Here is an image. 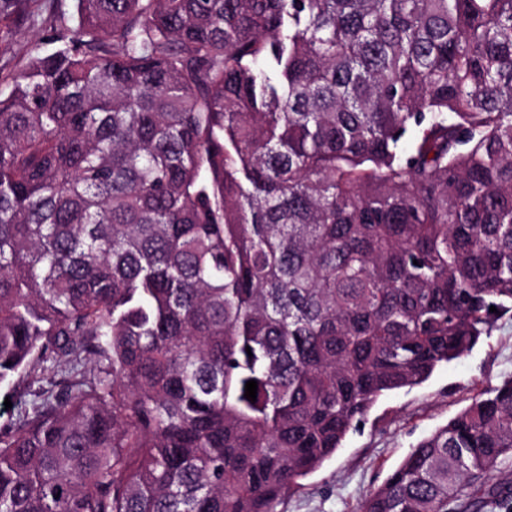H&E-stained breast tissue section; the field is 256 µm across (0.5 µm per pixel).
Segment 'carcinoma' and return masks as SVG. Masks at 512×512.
Segmentation results:
<instances>
[{"mask_svg": "<svg viewBox=\"0 0 512 512\" xmlns=\"http://www.w3.org/2000/svg\"><path fill=\"white\" fill-rule=\"evenodd\" d=\"M76 2L0 92V388L59 386L0 512H275L512 311V0ZM505 459L512 375L360 512H512Z\"/></svg>", "mask_w": 512, "mask_h": 512, "instance_id": "1", "label": "carcinoma"}]
</instances>
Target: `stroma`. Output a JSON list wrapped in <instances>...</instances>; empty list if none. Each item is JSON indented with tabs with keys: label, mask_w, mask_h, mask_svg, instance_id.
<instances>
[{
	"label": "stroma",
	"mask_w": 512,
	"mask_h": 512,
	"mask_svg": "<svg viewBox=\"0 0 512 512\" xmlns=\"http://www.w3.org/2000/svg\"><path fill=\"white\" fill-rule=\"evenodd\" d=\"M30 15L15 24L0 47V73L24 62L33 47L52 51L54 17L75 16V0H31ZM512 374V313L461 359L442 367L428 382L383 397L362 426L350 432L335 456L287 493L276 512H358L364 497L380 485L413 445L467 406L478 392Z\"/></svg>",
	"instance_id": "stroma-1"
}]
</instances>
